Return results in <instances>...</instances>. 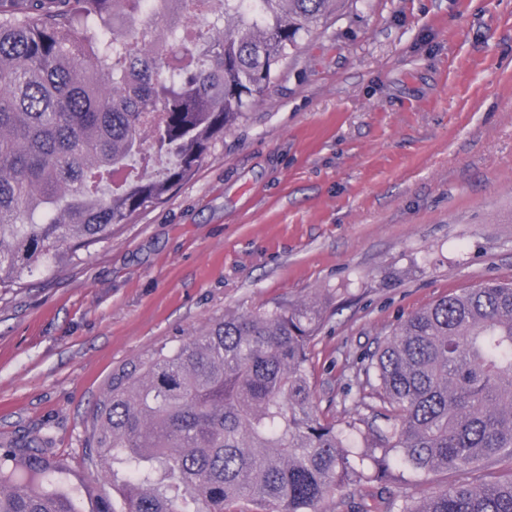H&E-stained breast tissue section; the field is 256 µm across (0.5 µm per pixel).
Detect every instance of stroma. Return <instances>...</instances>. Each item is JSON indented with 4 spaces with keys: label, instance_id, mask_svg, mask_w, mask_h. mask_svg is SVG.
<instances>
[{
    "label": "stroma",
    "instance_id": "1",
    "mask_svg": "<svg viewBox=\"0 0 512 512\" xmlns=\"http://www.w3.org/2000/svg\"><path fill=\"white\" fill-rule=\"evenodd\" d=\"M490 279L512 280V0H343L191 178L0 292V444L46 439L82 512H122L84 454L114 378L226 315L310 299L317 409L367 430L364 355ZM507 467L397 468L328 507L387 512Z\"/></svg>",
    "mask_w": 512,
    "mask_h": 512
}]
</instances>
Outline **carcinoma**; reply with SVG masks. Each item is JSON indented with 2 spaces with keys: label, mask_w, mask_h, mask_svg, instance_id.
I'll use <instances>...</instances> for the list:
<instances>
[{
  "label": "carcinoma",
  "mask_w": 512,
  "mask_h": 512,
  "mask_svg": "<svg viewBox=\"0 0 512 512\" xmlns=\"http://www.w3.org/2000/svg\"><path fill=\"white\" fill-rule=\"evenodd\" d=\"M341 0H0V291L81 259L190 178ZM316 301L215 322L139 362L92 413L87 460L125 512H329L391 468L512 460V282L451 293L365 357L384 425L320 415ZM41 443L0 448V512H79ZM398 512H512V473Z\"/></svg>",
  "instance_id": "obj_1"
}]
</instances>
